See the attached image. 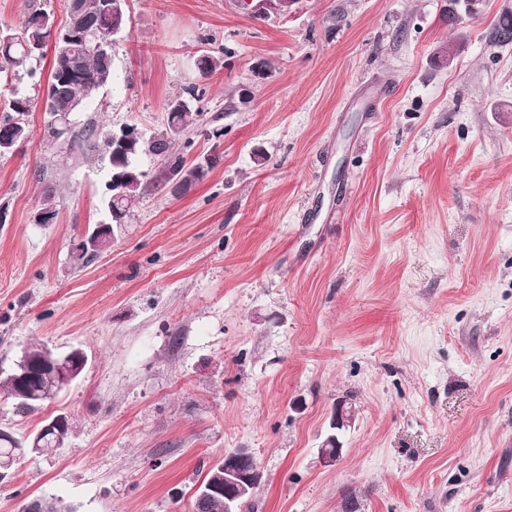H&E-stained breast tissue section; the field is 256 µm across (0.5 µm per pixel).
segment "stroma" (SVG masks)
Listing matches in <instances>:
<instances>
[{
    "label": "stroma",
    "instance_id": "1",
    "mask_svg": "<svg viewBox=\"0 0 512 512\" xmlns=\"http://www.w3.org/2000/svg\"><path fill=\"white\" fill-rule=\"evenodd\" d=\"M128 8L114 83L78 123L158 133L197 86L192 145L174 149L220 162L141 197L78 271L105 163L62 164L39 109L0 157V379L35 340L87 355L38 412L0 392L17 437L74 422L0 484V512H193L240 448L263 473L245 512H512V44L490 40L512 0L466 20L451 63L446 0ZM48 195L55 223H32ZM339 400L355 422L327 465ZM297 0H245L250 13L259 16H266L270 12L287 16L293 12Z\"/></svg>",
    "mask_w": 512,
    "mask_h": 512
}]
</instances>
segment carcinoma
<instances>
[{"label":"carcinoma","instance_id":"cac0c4a2","mask_svg":"<svg viewBox=\"0 0 512 512\" xmlns=\"http://www.w3.org/2000/svg\"><path fill=\"white\" fill-rule=\"evenodd\" d=\"M129 15L125 3H120L115 14H101L91 20L85 36L75 43L74 51L79 59L76 73L64 74L57 61H52L49 70L47 90L43 100L29 95L26 89L16 85L10 96L0 104V142L13 141L14 132L27 129V117L37 105L45 107L48 116L46 140L49 147H66V153L75 160L89 161L94 158L107 161L108 180L105 184L104 206L107 211L106 229L95 237L96 252L107 250L112 244V229L128 223L129 216L139 199L151 190L168 186L179 192L199 181L219 161L210 156L205 166L186 165L183 155L173 151V144L186 131L200 121L202 112L192 109L191 101L203 97V91L196 87L187 89L190 99L178 98L169 102L167 129L170 136L139 138L121 153L108 155L113 129L106 125L86 124L77 127L73 115L81 107L92 103L100 91L112 81L113 61L105 60L102 46L110 45L113 29L124 31L128 28ZM54 25L52 15L42 8H30L24 22L13 27H0V75L10 76L21 82L37 76L46 57L50 28ZM492 41L497 45L512 43V12L501 13L491 31ZM224 49L202 53L196 57L195 66L203 77H207L222 66ZM144 156L163 159V163L148 173L140 168ZM21 363L7 377L0 381V389L10 397L15 410L27 415L55 400L69 384L68 371H61L54 377L38 376L24 383L19 378ZM58 448L55 431L41 425L36 432L25 439L5 436L0 433V463H14L27 453L47 455ZM193 512H224V494L218 493L206 498H194Z\"/></svg>","mask_w":512,"mask_h":512}]
</instances>
